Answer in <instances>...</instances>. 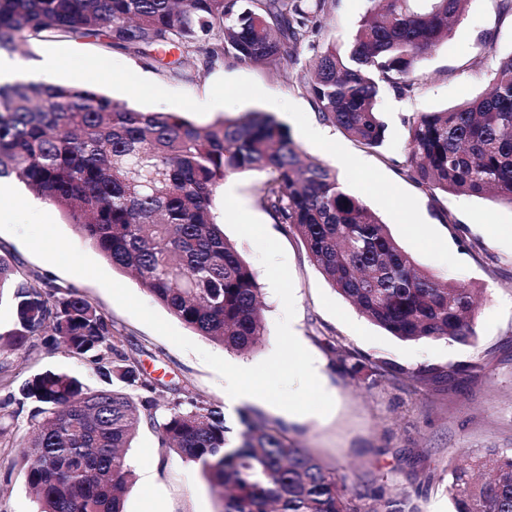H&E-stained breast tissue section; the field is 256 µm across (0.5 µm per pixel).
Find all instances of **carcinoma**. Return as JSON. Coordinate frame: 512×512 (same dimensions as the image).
<instances>
[{
	"instance_id": "obj_1",
	"label": "carcinoma",
	"mask_w": 512,
	"mask_h": 512,
	"mask_svg": "<svg viewBox=\"0 0 512 512\" xmlns=\"http://www.w3.org/2000/svg\"><path fill=\"white\" fill-rule=\"evenodd\" d=\"M336 0H0V51L88 38L157 60L163 48L203 50L272 72L308 60L306 91L322 121L368 148L384 142L382 86L414 92L418 65L451 33L467 0H382L350 46L311 36ZM263 176L260 205L304 242L309 260L366 319L402 341L473 342L474 294L421 269L387 225L348 193L336 173L305 161L288 127L251 111L200 127L176 112H144L95 88L20 81L0 85V180L17 179L64 212L112 266L178 319L227 350L264 340L252 267L216 221L229 177ZM406 175L445 194L512 204V57L488 91L444 112L409 120ZM16 309L17 347L49 334L68 352L92 354L99 375L143 391L91 389L46 371L22 388L31 400L37 512H124L132 478L126 453L138 428L199 465L220 492L219 512H419L412 495L379 486L363 493L318 456L298 448L262 413L241 414L230 435L224 412L185 394L156 415V384L114 343L112 321L72 287L27 276L0 257V303ZM453 512H512V448H487L448 474Z\"/></svg>"
}]
</instances>
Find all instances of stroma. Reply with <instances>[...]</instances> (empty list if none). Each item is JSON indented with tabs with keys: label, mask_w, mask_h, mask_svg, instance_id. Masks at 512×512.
<instances>
[{
	"label": "stroma",
	"mask_w": 512,
	"mask_h": 512,
	"mask_svg": "<svg viewBox=\"0 0 512 512\" xmlns=\"http://www.w3.org/2000/svg\"><path fill=\"white\" fill-rule=\"evenodd\" d=\"M368 8L367 0H336V8L322 22L313 38L319 45L345 48ZM493 33V44H485L484 33ZM312 55L303 49L302 64L280 73L260 65L224 61L205 68L201 54H194L182 74L170 78L152 71L154 83L182 92L197 102L208 100L214 82L222 77H248L262 90L299 106L309 121H318L314 101L303 85L308 79L304 65ZM512 55V17L499 16L496 0H469L451 37L419 65V87L406 96L381 88L378 107L387 126L381 147L370 149L342 130L326 126L327 136L358 158L373 164L393 183L413 195L422 218L443 237L452 254L465 263L456 271L413 252L416 263L442 279H456L472 288L476 299L474 343L448 341L404 342L365 319L331 286L307 255L302 240L276 223L259 203L261 178L244 173L227 178L224 190L234 191L245 208L260 219L267 232L286 252L293 279L295 315L291 321L314 358L318 378L330 392L334 407L325 416L307 414L288 417L280 409L263 403L258 412L288 429L297 447L319 456L328 466L349 475L363 491L384 485L394 492L419 491L422 512H451L448 471L466 455L485 448H512V204L491 198L463 195L432 197L429 190L411 181L403 172L406 159L408 121L422 112L452 109L487 89L500 60ZM258 110L284 124L300 148L312 159L333 167L344 176L335 158L308 142L292 119L279 108L258 102L235 107H216L192 115L199 126L216 119L234 118ZM59 229L86 255L101 263L107 274L126 285L161 317L170 318L132 275L112 267L82 236L68 216L55 206L38 202ZM239 254L255 269L264 302L266 336L249 353L226 350L218 342L199 335L179 319L172 326L197 344L230 363L248 367L268 358L276 346V323L283 304L274 293L252 241L235 237ZM0 257L24 274L48 277L54 283L79 290L103 309L112 321L119 348L148 377L163 385L157 409L165 415L176 393L201 396L224 411L231 430H239L240 414L249 403L229 407L223 379L198 353L184 351L123 310L96 281L67 273L31 253L14 234L0 231ZM15 320L9 305L0 306V512H36L27 474L32 461L28 448L31 432L30 401L22 387L48 369L65 371L87 386L103 388L91 357H76L64 347L33 337L26 347H12L6 335ZM345 350L363 365L352 375L340 364L336 353ZM439 368L438 378L417 381L415 371ZM128 458L135 476L124 496L125 512H219L217 494L198 465L183 460L174 451L160 447L150 426L138 431ZM150 469L152 487H144L139 474Z\"/></svg>",
	"instance_id": "1"
}]
</instances>
